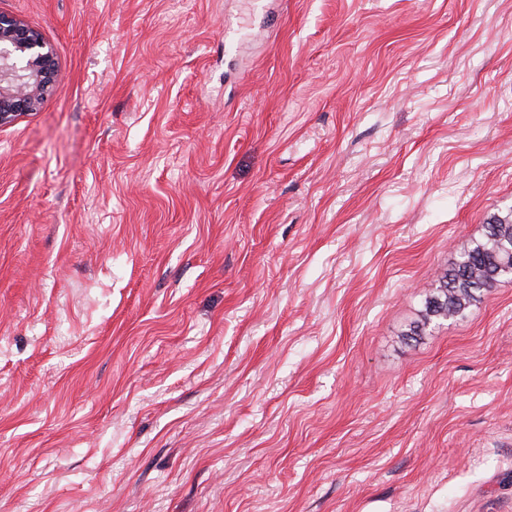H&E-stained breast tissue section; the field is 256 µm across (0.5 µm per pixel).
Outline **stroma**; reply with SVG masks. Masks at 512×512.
Listing matches in <instances>:
<instances>
[{
    "instance_id": "35a3bbf8",
    "label": "stroma",
    "mask_w": 512,
    "mask_h": 512,
    "mask_svg": "<svg viewBox=\"0 0 512 512\" xmlns=\"http://www.w3.org/2000/svg\"><path fill=\"white\" fill-rule=\"evenodd\" d=\"M0 512H512V0H0ZM56 68L55 53L42 34L0 12V127L41 106ZM507 265L512 267V212L493 216L485 224L484 236L458 253L451 268L437 279L433 294L426 298L420 320L405 336H420L431 325L462 316L498 283L512 280V273L504 276L498 272Z\"/></svg>"
}]
</instances>
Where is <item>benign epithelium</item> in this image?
Returning <instances> with one entry per match:
<instances>
[{
  "instance_id": "7a95c632",
  "label": "benign epithelium",
  "mask_w": 512,
  "mask_h": 512,
  "mask_svg": "<svg viewBox=\"0 0 512 512\" xmlns=\"http://www.w3.org/2000/svg\"><path fill=\"white\" fill-rule=\"evenodd\" d=\"M56 68L55 53L42 34L0 12V127L41 106Z\"/></svg>"
}]
</instances>
